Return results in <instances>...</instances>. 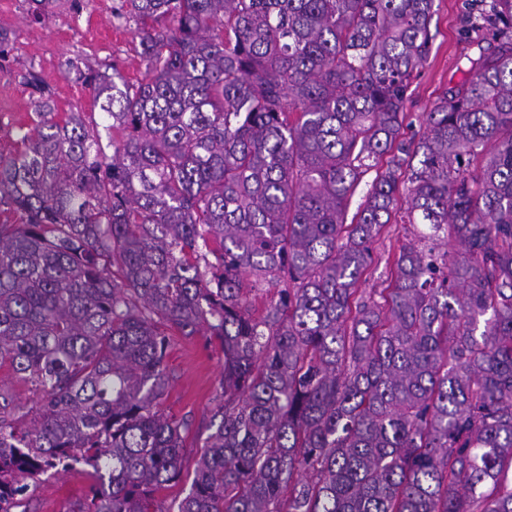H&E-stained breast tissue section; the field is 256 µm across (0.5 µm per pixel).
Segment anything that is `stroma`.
I'll return each instance as SVG.
<instances>
[{
    "label": "stroma",
    "instance_id": "35a3bbf8",
    "mask_svg": "<svg viewBox=\"0 0 512 512\" xmlns=\"http://www.w3.org/2000/svg\"><path fill=\"white\" fill-rule=\"evenodd\" d=\"M117 3L81 0L76 5L72 0H54L46 19L33 24L29 21V0H0V30L12 38L11 56L0 64V154L10 155L28 130L35 96L21 85V74L35 72L61 112H99V103L79 77L87 68L108 70L115 66L127 81L140 79L144 63L135 28L118 24L113 18ZM433 10L431 53L407 103L416 124L446 88L462 79L468 59L490 53L495 47L491 34L470 28L468 0H434ZM167 363L175 379L162 408L170 417L193 423V432L185 442L184 479L159 496L162 506L170 510L189 493L203 441L212 431L224 355L205 337L177 336ZM91 484L87 467L75 465L43 480L23 507L25 512H72Z\"/></svg>",
    "mask_w": 512,
    "mask_h": 512
}]
</instances>
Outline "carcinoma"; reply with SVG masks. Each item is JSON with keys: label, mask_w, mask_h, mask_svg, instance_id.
<instances>
[{"label": "carcinoma", "mask_w": 512, "mask_h": 512, "mask_svg": "<svg viewBox=\"0 0 512 512\" xmlns=\"http://www.w3.org/2000/svg\"><path fill=\"white\" fill-rule=\"evenodd\" d=\"M432 15L120 0L142 79L82 74L110 156L95 113L20 76L39 96L0 155V512L75 464L79 512H163L192 429L159 409L173 336L224 353L177 512H512V0H476L498 48L407 138ZM389 224L416 233L368 293Z\"/></svg>", "instance_id": "obj_1"}]
</instances>
